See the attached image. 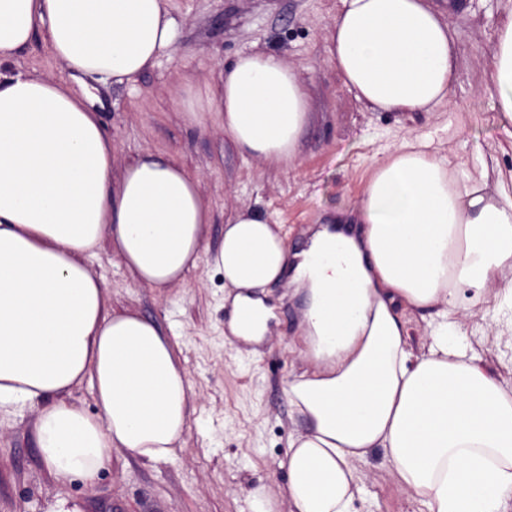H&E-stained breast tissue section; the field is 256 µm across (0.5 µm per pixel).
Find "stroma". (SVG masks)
I'll use <instances>...</instances> for the list:
<instances>
[{
	"mask_svg": "<svg viewBox=\"0 0 512 512\" xmlns=\"http://www.w3.org/2000/svg\"><path fill=\"white\" fill-rule=\"evenodd\" d=\"M451 1L457 4L451 18L457 33L453 102L404 115L367 108L342 85L329 55L340 0H171L175 52L135 86H91L104 103L101 119L116 161L151 150L171 155L198 176L212 213L204 239L210 253L224 238L227 218L242 207L280 225L289 251H299L335 212L359 206L374 157L411 132L445 143L457 167L472 171L484 160L511 173L512 138L479 85L491 68L490 39L512 14V0H435L443 7ZM251 48L278 53L299 67L311 97L299 154L285 171L238 153L217 118L189 123L174 92L181 84L215 83L220 69ZM16 59L46 78H69L42 33ZM89 265L107 285L112 308L138 311L170 335L194 395L185 442L171 462L149 466L117 452L94 485L79 479L62 485L39 454L35 409L1 411L0 512H49L60 500L77 512H251V487L263 484L275 492L284 485L278 462L290 435L304 427L285 391L286 381L307 367L295 346L303 296L271 286L269 333L253 349L239 339L226 341L224 274L207 261L184 286L165 290L136 285L107 246ZM494 306L491 293L472 304L459 331L464 344L482 352L491 373L511 385L512 346L492 339ZM359 475L357 512H425L383 453L360 463Z\"/></svg>",
	"mask_w": 512,
	"mask_h": 512,
	"instance_id": "stroma-1",
	"label": "stroma"
}]
</instances>
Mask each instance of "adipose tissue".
<instances>
[{
  "label": "adipose tissue",
  "mask_w": 512,
  "mask_h": 512,
  "mask_svg": "<svg viewBox=\"0 0 512 512\" xmlns=\"http://www.w3.org/2000/svg\"><path fill=\"white\" fill-rule=\"evenodd\" d=\"M38 31L71 74L121 83L173 52L178 26L171 0H0V409L35 408L55 480L90 486L118 451L172 460L193 408L167 335L111 309L88 258L106 240L134 283L182 285L203 258L211 211L168 155L116 166L88 89L16 66ZM329 52L369 108L411 114L451 101L453 38L434 0H341ZM492 57L495 108L512 137V16ZM179 99L189 122L217 113L240 154L280 170L310 120L297 68L261 49L224 69L211 97L188 84ZM359 219L362 237L324 230L295 258L279 225L242 208L208 258L224 273L228 331L245 342L265 337L272 312L257 291L286 268L306 297L312 367L286 392L310 429L288 443L278 495L289 512H356L357 465L381 449L427 512H512V389L449 320L512 269V191L486 167L458 178L447 154L409 137L373 162ZM408 310L438 318L417 346ZM85 384L93 414L69 400Z\"/></svg>",
  "instance_id": "1"
}]
</instances>
